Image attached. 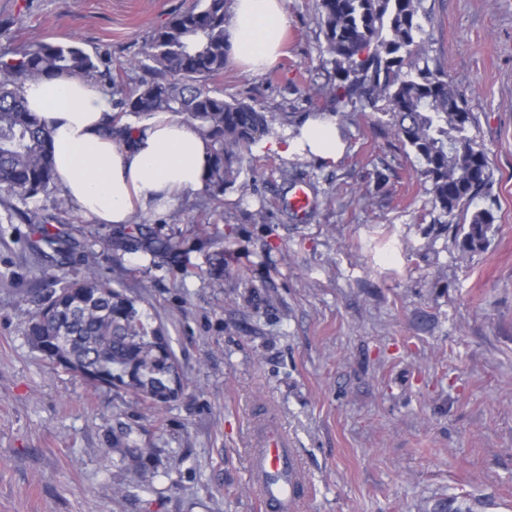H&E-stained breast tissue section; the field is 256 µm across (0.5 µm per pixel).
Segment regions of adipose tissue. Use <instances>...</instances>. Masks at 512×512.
Instances as JSON below:
<instances>
[{
    "label": "adipose tissue",
    "mask_w": 512,
    "mask_h": 512,
    "mask_svg": "<svg viewBox=\"0 0 512 512\" xmlns=\"http://www.w3.org/2000/svg\"><path fill=\"white\" fill-rule=\"evenodd\" d=\"M287 26L284 0H234L226 37L235 61L261 73L275 61ZM21 93L51 126L62 195L90 222L125 225L135 213L163 211L203 187L212 146L193 123L159 112L114 138L106 132L112 106L96 81L56 78L25 84ZM269 144L286 157L320 160L343 150L328 116L308 118Z\"/></svg>",
    "instance_id": "ef3b65f1"
}]
</instances>
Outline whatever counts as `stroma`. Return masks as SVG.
<instances>
[{"instance_id":"obj_1","label":"stroma","mask_w":512,"mask_h":512,"mask_svg":"<svg viewBox=\"0 0 512 512\" xmlns=\"http://www.w3.org/2000/svg\"><path fill=\"white\" fill-rule=\"evenodd\" d=\"M191 0H0V53L78 43L126 89L144 38ZM430 56L467 99L493 172L490 242L461 254L418 163L383 111L337 122L329 161L256 143L248 196L185 193L140 215L178 258L113 250L107 224L37 206L102 279L161 324L183 377L159 410L52 366L25 334L41 288L35 227L0 193V512H258L249 451L266 421L288 437L301 512H423L457 499L512 512V0H427ZM283 54L252 75L228 60L225 99L276 113L272 136L331 112L335 76L315 0H285ZM305 186V217L288 208Z\"/></svg>"}]
</instances>
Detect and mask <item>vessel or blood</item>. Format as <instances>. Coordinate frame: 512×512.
Masks as SVG:
<instances>
[{
  "instance_id": "b4317fda",
  "label": "vessel or blood",
  "mask_w": 512,
  "mask_h": 512,
  "mask_svg": "<svg viewBox=\"0 0 512 512\" xmlns=\"http://www.w3.org/2000/svg\"><path fill=\"white\" fill-rule=\"evenodd\" d=\"M250 463L264 471L258 480L263 512H289L294 501L291 478L297 463L285 435L272 428L261 433L257 448L251 451Z\"/></svg>"
}]
</instances>
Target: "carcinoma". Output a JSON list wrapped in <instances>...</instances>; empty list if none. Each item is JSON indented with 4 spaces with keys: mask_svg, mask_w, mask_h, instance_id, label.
Returning <instances> with one entry per match:
<instances>
[{
    "mask_svg": "<svg viewBox=\"0 0 512 512\" xmlns=\"http://www.w3.org/2000/svg\"><path fill=\"white\" fill-rule=\"evenodd\" d=\"M424 0H316L324 52L334 64L337 83L314 85L309 92L330 96L335 114L348 106L378 110L383 101L392 132L419 163L417 176L428 184L434 209L443 218L488 193L492 175L485 151L470 130L474 115L448 83V75L429 65L423 21ZM233 0H194L151 30L144 59L155 77L126 91L112 78L109 94H119V113L137 121L169 112L197 124L211 140L212 154L204 192L215 197L231 186L247 196L240 180L245 153L267 133L276 117L254 102L224 99L209 81L224 72L230 47L224 25ZM96 64L75 43L34 40L11 57L0 55V190L23 205L56 190L52 131L30 112L20 90L28 82L55 77H94ZM495 216L474 211L457 225L464 253L485 248ZM107 246L125 249L135 241L154 256H176L178 245L149 226L113 228ZM66 236L43 232L31 249L51 262L42 269L46 295L26 328L31 344L51 364L77 372L90 382L123 388L159 407L183 388L178 363L162 326L153 325L134 302L94 267L76 278L63 272L56 257L69 252Z\"/></svg>",
    "mask_w": 512,
    "mask_h": 512,
    "instance_id": "obj_1",
    "label": "carcinoma"
}]
</instances>
